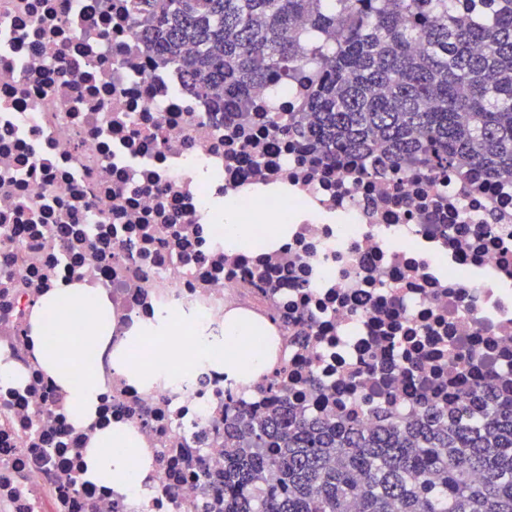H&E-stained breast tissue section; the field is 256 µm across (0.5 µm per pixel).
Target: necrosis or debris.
<instances>
[{
	"mask_svg": "<svg viewBox=\"0 0 512 512\" xmlns=\"http://www.w3.org/2000/svg\"><path fill=\"white\" fill-rule=\"evenodd\" d=\"M134 3L0 0V354L26 372L0 381V512H224V421L264 413L272 379L303 414L366 427L453 409L487 377L511 392L512 184L320 159L271 122L304 111L302 65L239 121L146 48ZM226 199L292 225L288 242L225 249L203 226ZM74 282L123 326L163 311L217 332L238 312L271 328L273 362L248 386L204 369L143 388L106 366L95 424L75 427L28 332L39 297ZM115 422L153 460L149 508L80 479Z\"/></svg>",
	"mask_w": 512,
	"mask_h": 512,
	"instance_id": "1",
	"label": "necrosis or debris"
}]
</instances>
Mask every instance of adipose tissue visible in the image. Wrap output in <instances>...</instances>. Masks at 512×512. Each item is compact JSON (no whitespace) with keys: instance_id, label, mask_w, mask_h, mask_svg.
<instances>
[{"instance_id":"ef3b65f1","label":"adipose tissue","mask_w":512,"mask_h":512,"mask_svg":"<svg viewBox=\"0 0 512 512\" xmlns=\"http://www.w3.org/2000/svg\"><path fill=\"white\" fill-rule=\"evenodd\" d=\"M209 215L223 220L224 245L231 249L246 252L259 241L276 247L288 240L287 225L242 223L236 207L229 202L213 207ZM147 325V320H134L124 329V343L114 346L110 340L116 326L104 292L84 285H64L37 301L30 328L35 355L65 393L75 426L90 424L98 414L104 392L99 372L102 354H109L113 371L139 384L147 376L191 366L211 354L207 344L198 349L186 347L175 319H168L164 329L146 338L142 332ZM49 331L57 337L50 350L42 342ZM248 341L244 320L238 314H228L224 319L222 366L226 375L241 382L258 377L267 365L265 353L252 350ZM152 473V461L140 451L137 432L123 423L97 431L85 452L86 483L111 488L139 501L149 500L154 493Z\"/></svg>"}]
</instances>
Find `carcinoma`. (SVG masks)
<instances>
[{"instance_id": "cac0c4a2", "label": "carcinoma", "mask_w": 512, "mask_h": 512, "mask_svg": "<svg viewBox=\"0 0 512 512\" xmlns=\"http://www.w3.org/2000/svg\"><path fill=\"white\" fill-rule=\"evenodd\" d=\"M139 36L239 120L253 89L319 70L274 125L373 174L412 163L512 183V0H137ZM322 33L333 41L319 39ZM309 418L276 397L224 424V512H512V394L487 381L452 413Z\"/></svg>"}]
</instances>
